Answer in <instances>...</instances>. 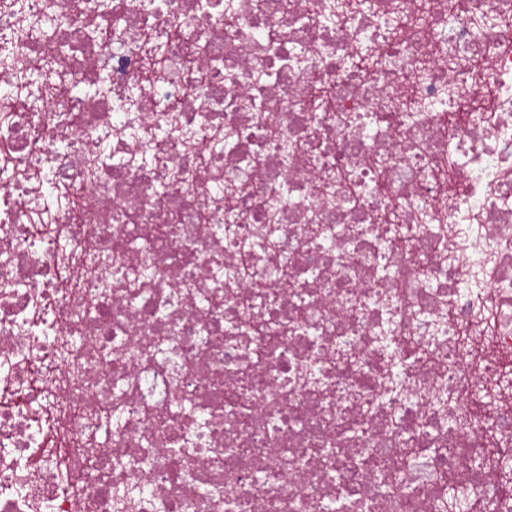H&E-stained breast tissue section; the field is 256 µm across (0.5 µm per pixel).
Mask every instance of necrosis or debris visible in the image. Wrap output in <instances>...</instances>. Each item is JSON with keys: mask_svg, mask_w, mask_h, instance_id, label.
Returning a JSON list of instances; mask_svg holds the SVG:
<instances>
[{"mask_svg": "<svg viewBox=\"0 0 512 512\" xmlns=\"http://www.w3.org/2000/svg\"><path fill=\"white\" fill-rule=\"evenodd\" d=\"M0 256V512H512V0H0Z\"/></svg>", "mask_w": 512, "mask_h": 512, "instance_id": "1", "label": "necrosis or debris"}]
</instances>
